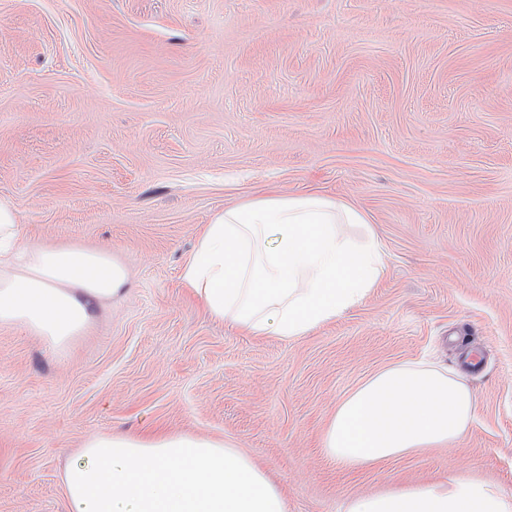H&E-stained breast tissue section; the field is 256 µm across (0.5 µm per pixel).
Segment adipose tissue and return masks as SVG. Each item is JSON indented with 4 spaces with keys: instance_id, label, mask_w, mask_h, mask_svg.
Returning <instances> with one entry per match:
<instances>
[{
    "instance_id": "obj_1",
    "label": "adipose tissue",
    "mask_w": 512,
    "mask_h": 512,
    "mask_svg": "<svg viewBox=\"0 0 512 512\" xmlns=\"http://www.w3.org/2000/svg\"><path fill=\"white\" fill-rule=\"evenodd\" d=\"M351 205L319 193L257 196L215 213L184 264L205 311L251 335L293 339L359 304L385 272L382 250L345 225ZM125 271L102 251L28 243L0 198V325L54 347L87 324ZM475 412L461 378L431 366L384 369L342 399L323 452L355 470L462 440ZM64 485L69 512H288L281 492L237 449L193 437L152 441L95 435ZM344 512H512V496L468 477L350 499Z\"/></svg>"
}]
</instances>
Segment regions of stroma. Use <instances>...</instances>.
<instances>
[{
  "label": "stroma",
  "mask_w": 512,
  "mask_h": 512,
  "mask_svg": "<svg viewBox=\"0 0 512 512\" xmlns=\"http://www.w3.org/2000/svg\"><path fill=\"white\" fill-rule=\"evenodd\" d=\"M272 186L352 205L386 272L294 339L210 319L182 268ZM0 197L120 294L50 348L0 326V512H68L87 438L237 448L288 512L467 474L512 495V0H0ZM463 377L461 443L347 470L322 439L372 374Z\"/></svg>",
  "instance_id": "stroma-1"
}]
</instances>
